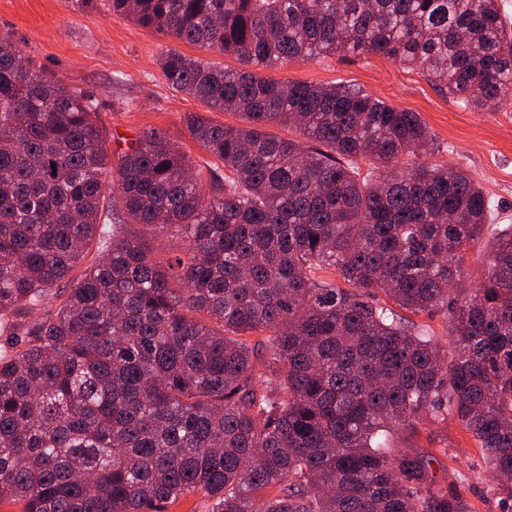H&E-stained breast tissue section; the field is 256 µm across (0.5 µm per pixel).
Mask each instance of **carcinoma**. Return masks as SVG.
<instances>
[{
  "instance_id": "obj_1",
  "label": "carcinoma",
  "mask_w": 512,
  "mask_h": 512,
  "mask_svg": "<svg viewBox=\"0 0 512 512\" xmlns=\"http://www.w3.org/2000/svg\"><path fill=\"white\" fill-rule=\"evenodd\" d=\"M106 2L257 67L379 55L469 109L512 100L501 0ZM159 66L249 123L185 115L224 165L207 191L157 129L112 159L96 100L0 37V504L165 512L192 492L207 512H472L429 476L434 451L394 444L402 425L451 416L512 512V231L481 285L458 287L492 220L483 190L418 160L434 151L418 113L359 88L177 50ZM136 225L178 235L180 253L158 264ZM326 268L338 281L317 279ZM389 302L443 313L448 348Z\"/></svg>"
}]
</instances>
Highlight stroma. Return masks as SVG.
Here are the masks:
<instances>
[{
	"label": "stroma",
	"mask_w": 512,
	"mask_h": 512,
	"mask_svg": "<svg viewBox=\"0 0 512 512\" xmlns=\"http://www.w3.org/2000/svg\"><path fill=\"white\" fill-rule=\"evenodd\" d=\"M0 35L11 36L25 58L71 90L97 100L110 154L122 152L137 133L155 128L204 168L214 159L193 141L184 115L197 112L227 125L244 123L241 115L209 110L166 82L158 66L160 55L175 49L193 56L195 47L107 7L88 10L73 0H0ZM267 75L278 81L349 85L419 113L437 146L429 162L464 170L491 196L497 223L512 225V101L490 110H468L419 71L381 56L330 54L274 67ZM397 445L408 451L447 449L436 468L445 484L453 469L480 462L474 441L453 418L402 429Z\"/></svg>",
	"instance_id": "stroma-1"
}]
</instances>
